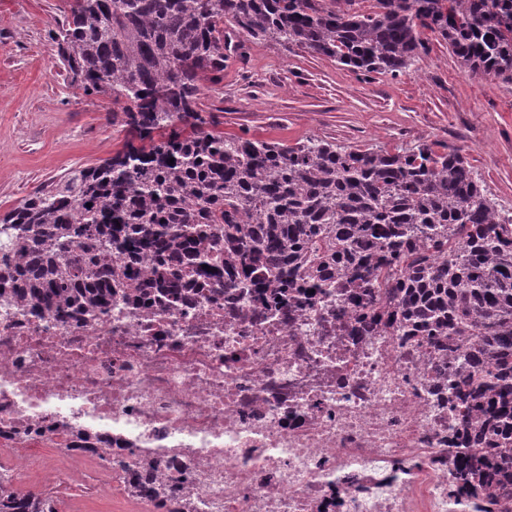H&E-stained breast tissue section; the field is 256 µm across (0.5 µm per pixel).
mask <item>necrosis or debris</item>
<instances>
[{
	"instance_id": "obj_1",
	"label": "necrosis or debris",
	"mask_w": 512,
	"mask_h": 512,
	"mask_svg": "<svg viewBox=\"0 0 512 512\" xmlns=\"http://www.w3.org/2000/svg\"><path fill=\"white\" fill-rule=\"evenodd\" d=\"M392 297L374 289L375 321L349 295L277 288L117 296L66 320L0 305V455L28 448L19 493L107 471L151 512H478L484 491L448 495L466 375L448 348L469 340L402 335ZM78 430L129 450L127 468L73 448Z\"/></svg>"
}]
</instances>
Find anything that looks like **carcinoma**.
I'll use <instances>...</instances> for the list:
<instances>
[{"instance_id": "1", "label": "carcinoma", "mask_w": 512, "mask_h": 512, "mask_svg": "<svg viewBox=\"0 0 512 512\" xmlns=\"http://www.w3.org/2000/svg\"><path fill=\"white\" fill-rule=\"evenodd\" d=\"M352 71L409 73L425 31L472 74L512 81V0H76L54 39L85 95L121 105L124 148L0 217V298L82 316L127 288L169 304L187 288L393 283L407 336H465L460 406L490 447L457 454L460 487L512 492V214L459 148L294 145L226 135L198 109L224 79V25ZM174 163H169V160ZM0 512H56L0 476Z\"/></svg>"}]
</instances>
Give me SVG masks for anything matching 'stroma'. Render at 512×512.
I'll use <instances>...</instances> for the list:
<instances>
[{
    "instance_id": "1",
    "label": "stroma",
    "mask_w": 512,
    "mask_h": 512,
    "mask_svg": "<svg viewBox=\"0 0 512 512\" xmlns=\"http://www.w3.org/2000/svg\"><path fill=\"white\" fill-rule=\"evenodd\" d=\"M75 0H0V216L80 166L121 150L126 132L106 96L68 84L51 38ZM224 79L200 98L228 134L292 145L463 149L490 198L512 211V82L466 72L434 33L408 74L359 76L321 55L225 30ZM64 512H117L111 480L96 494L46 480Z\"/></svg>"
}]
</instances>
